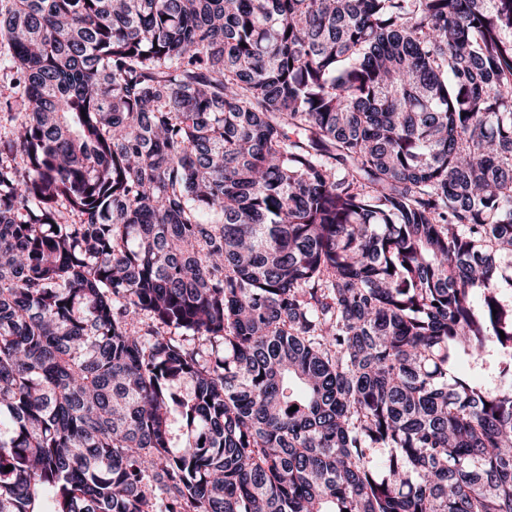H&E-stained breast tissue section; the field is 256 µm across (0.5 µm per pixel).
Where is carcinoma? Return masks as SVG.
Instances as JSON below:
<instances>
[{
	"label": "carcinoma",
	"mask_w": 512,
	"mask_h": 512,
	"mask_svg": "<svg viewBox=\"0 0 512 512\" xmlns=\"http://www.w3.org/2000/svg\"><path fill=\"white\" fill-rule=\"evenodd\" d=\"M2 47L0 512H512V0H0Z\"/></svg>",
	"instance_id": "carcinoma-1"
}]
</instances>
